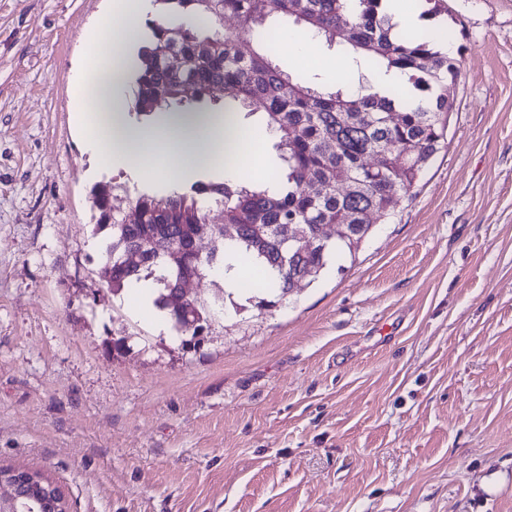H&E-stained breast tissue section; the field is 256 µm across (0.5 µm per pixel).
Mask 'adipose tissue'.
<instances>
[{
    "label": "adipose tissue",
    "mask_w": 512,
    "mask_h": 512,
    "mask_svg": "<svg viewBox=\"0 0 512 512\" xmlns=\"http://www.w3.org/2000/svg\"><path fill=\"white\" fill-rule=\"evenodd\" d=\"M145 2L110 0L105 22L88 37L95 55L75 90L78 126L86 142L108 165L136 170L149 181H171L197 166L223 163L228 139L243 144L246 154L241 166H226V175L265 168L267 132L238 119L225 126L207 116L169 115L155 125L128 124L121 81L125 46Z\"/></svg>",
    "instance_id": "obj_1"
}]
</instances>
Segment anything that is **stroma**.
I'll use <instances>...</instances> for the list:
<instances>
[{
    "instance_id": "35a3bbf8",
    "label": "stroma",
    "mask_w": 512,
    "mask_h": 512,
    "mask_svg": "<svg viewBox=\"0 0 512 512\" xmlns=\"http://www.w3.org/2000/svg\"><path fill=\"white\" fill-rule=\"evenodd\" d=\"M447 144L355 256L197 347L97 277L108 0H0V468L70 512H512V0H444ZM124 339L117 351L113 340Z\"/></svg>"
}]
</instances>
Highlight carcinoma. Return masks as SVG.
Segmentation results:
<instances>
[{"instance_id":"cac0c4a2","label":"carcinoma","mask_w":512,"mask_h":512,"mask_svg":"<svg viewBox=\"0 0 512 512\" xmlns=\"http://www.w3.org/2000/svg\"><path fill=\"white\" fill-rule=\"evenodd\" d=\"M381 2L153 0L156 16L128 53L129 76L135 78L132 115L220 114L231 120L241 110L260 113L278 138L282 166L262 185L243 178L197 179L165 193L137 192L128 197L135 224L125 223V214L113 206L115 192L126 193V187L95 185L94 234L103 235L99 279L116 293L137 288L149 294L184 343L198 345L196 337L210 328L219 301L196 297L181 312L169 305L166 282L204 275L231 253L249 268L271 272V280L261 278L255 291L263 295L258 306L273 307L298 274L313 269L315 279L334 257L354 255L351 239L369 235L368 215H393L443 148L454 108L448 86L461 75L457 59L438 47L448 32L399 29ZM273 16L291 18L327 43L348 48L356 65L377 74L396 70L405 82L382 95L348 72L345 86L324 92L279 69L277 35L265 29ZM251 41L258 49L241 54L239 45ZM205 43L210 50L203 54ZM188 80L196 86L192 100L182 95ZM212 85L224 88V102L199 105ZM375 151L385 159L372 170L368 158ZM218 203L224 209L215 234L218 251L197 260L194 235ZM294 224L306 227L313 249L289 248L288 227ZM325 224L343 225L342 234L323 239ZM133 250L145 255L142 263L120 261Z\"/></svg>"}]
</instances>
